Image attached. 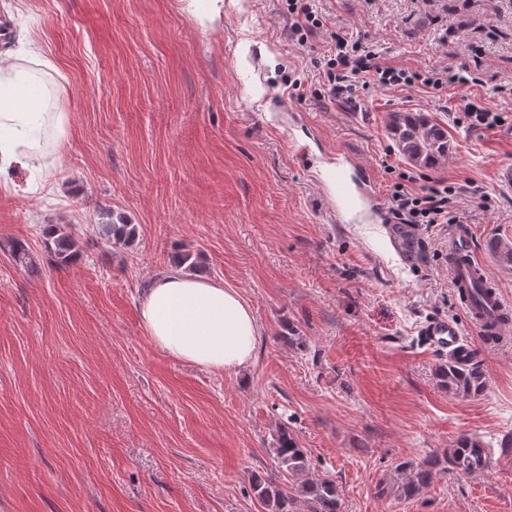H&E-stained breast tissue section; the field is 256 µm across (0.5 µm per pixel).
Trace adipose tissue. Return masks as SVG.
<instances>
[{
	"label": "adipose tissue",
	"mask_w": 512,
	"mask_h": 512,
	"mask_svg": "<svg viewBox=\"0 0 512 512\" xmlns=\"http://www.w3.org/2000/svg\"><path fill=\"white\" fill-rule=\"evenodd\" d=\"M59 73L37 40L22 36L0 59V186L10 171L64 135L66 116L49 109ZM140 322L170 358L215 372L238 371L255 357L259 325L239 293L181 271L158 275L139 301Z\"/></svg>",
	"instance_id": "obj_1"
}]
</instances>
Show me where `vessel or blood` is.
<instances>
[{
	"mask_svg": "<svg viewBox=\"0 0 512 512\" xmlns=\"http://www.w3.org/2000/svg\"><path fill=\"white\" fill-rule=\"evenodd\" d=\"M448 272L451 283L459 294H466L469 288L480 285L487 293L480 304H467L468 321L480 331L500 332L504 321L512 315V304L504 300L495 287L486 265L478 258L473 240L469 233L459 231L448 238ZM425 336L436 347L450 353L467 356L470 347L461 337L458 323L438 320L428 324Z\"/></svg>",
	"mask_w": 512,
	"mask_h": 512,
	"instance_id": "1",
	"label": "vessel or blood"
}]
</instances>
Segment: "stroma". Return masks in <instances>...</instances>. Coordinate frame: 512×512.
Here are the masks:
<instances>
[{
    "mask_svg": "<svg viewBox=\"0 0 512 512\" xmlns=\"http://www.w3.org/2000/svg\"><path fill=\"white\" fill-rule=\"evenodd\" d=\"M318 6L320 36L300 46L285 0H0V21L57 61L53 109L68 120L58 147L13 170L21 194L0 190V512H266L249 477L274 472L284 428L343 512H512V344L481 345L486 387L462 397L422 334L449 319L478 339L448 276L451 228L512 241V188L495 178L512 163V0ZM342 31L388 64L479 82L315 97ZM469 100L504 124L461 123ZM393 112L442 126L447 159L408 161ZM403 172L464 189L452 224L421 226L412 262L387 221ZM120 219L138 227L131 245L96 237ZM58 229L75 243L63 266L46 249ZM185 253L260 325L240 372L173 360L141 326L144 289ZM463 435L485 444L483 473L444 469L418 499L389 494L398 464Z\"/></svg>",
    "mask_w": 512,
    "mask_h": 512,
    "instance_id": "1",
    "label": "stroma"
}]
</instances>
